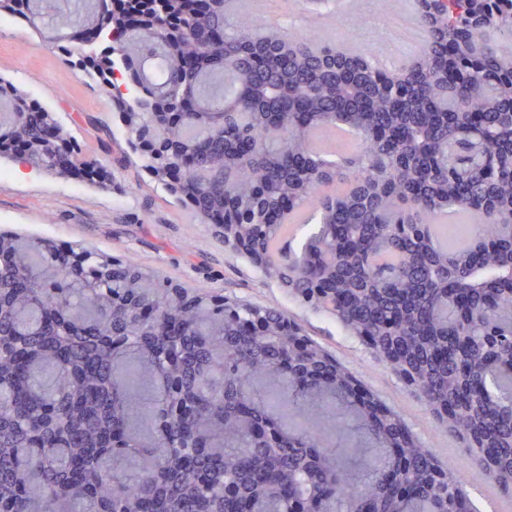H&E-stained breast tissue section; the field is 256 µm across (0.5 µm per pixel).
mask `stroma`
Returning <instances> with one entry per match:
<instances>
[{"mask_svg":"<svg viewBox=\"0 0 512 512\" xmlns=\"http://www.w3.org/2000/svg\"><path fill=\"white\" fill-rule=\"evenodd\" d=\"M369 8L392 25L415 17L413 0H229L231 13L279 24L289 37L329 42L369 59L388 56L398 67L409 63L420 48L419 39L399 47L358 40L355 30ZM0 78L53 112L77 139L82 156L97 159L110 178L108 187L97 188L76 177H54L2 160L0 231L43 237L62 248L90 247L103 256L155 269L185 287L211 288L283 310L371 393L398 409L438 460L464 464L462 441L439 427L418 395L333 318L296 305L276 282L225 248L212 225L199 223L148 176L129 148L111 102L57 48L7 14H0ZM464 487L478 512H512V494L504 493L482 469L466 466Z\"/></svg>","mask_w":512,"mask_h":512,"instance_id":"stroma-1","label":"stroma"}]
</instances>
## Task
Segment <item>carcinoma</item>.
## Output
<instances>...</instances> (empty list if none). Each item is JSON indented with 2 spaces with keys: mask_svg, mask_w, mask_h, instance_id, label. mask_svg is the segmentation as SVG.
I'll return each mask as SVG.
<instances>
[{
  "mask_svg": "<svg viewBox=\"0 0 512 512\" xmlns=\"http://www.w3.org/2000/svg\"><path fill=\"white\" fill-rule=\"evenodd\" d=\"M192 2L0 13L67 42L142 128L146 168L140 143L164 124L162 149L191 162L182 205L238 225L266 277L335 318L512 492V45L497 40L512 0H414L423 45L391 70L305 37L284 55L279 25ZM2 102L0 144L68 176L47 108L0 79ZM336 131L353 151L319 144ZM86 253L75 269L47 240L0 234V512H478L461 468L283 311L132 266L102 277Z\"/></svg>",
  "mask_w": 512,
  "mask_h": 512,
  "instance_id": "cac0c4a2",
  "label": "carcinoma"
}]
</instances>
